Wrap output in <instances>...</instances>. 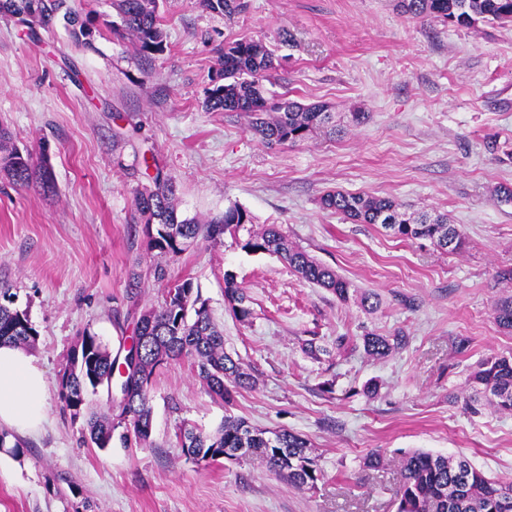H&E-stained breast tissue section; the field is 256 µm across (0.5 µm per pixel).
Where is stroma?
<instances>
[{
    "instance_id": "obj_1",
    "label": "stroma",
    "mask_w": 512,
    "mask_h": 512,
    "mask_svg": "<svg viewBox=\"0 0 512 512\" xmlns=\"http://www.w3.org/2000/svg\"><path fill=\"white\" fill-rule=\"evenodd\" d=\"M233 17L163 0L164 52L135 55L113 34L112 0H85L100 25L75 44L64 21L30 37L0 16V124L33 159L49 154L53 194L0 173V289H10L38 332L29 352L48 380V421L13 432L24 452L0 463V512H394L402 480L391 458L422 449L467 457L512 482V412L466 413L457 395L482 358L512 355L491 307L494 277L512 267V23L452 26L410 19L397 0H245ZM252 37L275 53L264 88L322 102L343 128L268 145L236 114L202 106L217 44ZM368 113L355 125L351 115ZM173 178L182 215L209 218L232 205L289 238L355 287L378 293L366 312L299 277L281 259L232 240L198 239L171 257L146 248L134 196L156 171ZM330 189L397 199L447 214L468 245L451 254L352 224L324 210ZM142 288L127 298V274ZM192 279L224 326V349L254 378L233 413L311 444L323 477L299 490L256 461L210 466L184 455L182 422L214 431L224 419L188 360L157 369L150 387L152 444L102 450L81 442L59 380L80 330L118 350L130 342L131 304L159 306L154 277ZM245 288L253 316L236 321L224 273ZM401 331L407 344L382 360L337 352L340 336ZM319 351L310 354L308 342ZM377 395L361 392L368 380ZM389 456L364 467L372 451Z\"/></svg>"
}]
</instances>
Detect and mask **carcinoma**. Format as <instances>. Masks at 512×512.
Returning a JSON list of instances; mask_svg holds the SVG:
<instances>
[{
  "label": "carcinoma",
  "instance_id": "obj_1",
  "mask_svg": "<svg viewBox=\"0 0 512 512\" xmlns=\"http://www.w3.org/2000/svg\"><path fill=\"white\" fill-rule=\"evenodd\" d=\"M41 14L29 21L30 36L37 28H48L64 14L74 42L87 44L96 29V15L67 5L68 0H40ZM28 0H0V14H26ZM160 0H113L118 23L113 31L127 36L134 52L146 60L164 51L167 34L160 23ZM204 11L224 16L244 9L243 0H196ZM401 12L415 19H439L458 26L479 21L512 22V0H398ZM275 54L260 39L225 42L216 48L210 87L202 107L207 112H236L247 118L250 130L267 143H299L333 122V113L323 103L301 104L286 95L271 101L262 81L274 67ZM9 132L0 126V171L18 186L34 184L45 193L54 192L48 157L34 166L30 156L7 147ZM323 209L334 211L358 224H378L392 236L408 241H428L446 253H459L466 245L458 225L448 215L410 213L389 197L352 194L338 190L320 199ZM134 206L142 221L147 247L173 257L202 237L214 244L230 236L242 250L278 256L297 276L336 296L341 303H356L365 311L377 309V295L363 291L334 268L318 261L304 248L288 241L281 224L254 229L253 217L239 206L204 222L183 217L178 211L173 180L156 171L152 186L137 193ZM224 297L234 318L247 323L252 309L236 275L224 271ZM494 321L512 332V293L493 303ZM37 331L25 309L0 303V344L27 348L35 343ZM364 353L375 360L387 358L404 347L407 336L365 332L360 337ZM135 354L125 350L122 361L89 330H84L71 351L69 364L60 378V395L70 415L86 418L85 441L106 449L117 440L125 448L150 444L153 410L150 404L152 378L169 360L187 358L209 392L232 405V390L253 384L244 364L224 351V328L217 324L191 279H180L165 289L161 306L140 311L133 338ZM120 393V414H98L89 408L88 393L103 389L112 399V387ZM469 394L465 411L476 414L484 407L512 412V356H491L479 361L467 379ZM178 438L185 455L197 464L208 465L224 456L245 452L239 460H258L268 470L285 478L297 489L313 488L322 477L311 445L288 429L267 430L247 419L225 413L224 422L213 432L188 424L179 428ZM402 481L396 491V512H512V484L489 479L463 457H448L409 450L398 457Z\"/></svg>",
  "mask_w": 512,
  "mask_h": 512
}]
</instances>
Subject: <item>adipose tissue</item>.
Returning <instances> with one entry per match:
<instances>
[{
	"label": "adipose tissue",
	"instance_id": "adipose-tissue-1",
	"mask_svg": "<svg viewBox=\"0 0 512 512\" xmlns=\"http://www.w3.org/2000/svg\"><path fill=\"white\" fill-rule=\"evenodd\" d=\"M47 380L36 359L24 349L0 346V424L36 431L46 419Z\"/></svg>",
	"mask_w": 512,
	"mask_h": 512
}]
</instances>
